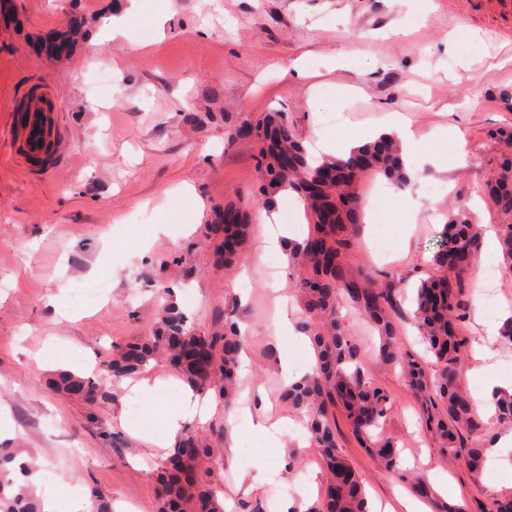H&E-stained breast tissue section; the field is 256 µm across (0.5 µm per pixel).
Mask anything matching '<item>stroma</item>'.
Wrapping results in <instances>:
<instances>
[{"instance_id":"1","label":"stroma","mask_w":512,"mask_h":512,"mask_svg":"<svg viewBox=\"0 0 512 512\" xmlns=\"http://www.w3.org/2000/svg\"><path fill=\"white\" fill-rule=\"evenodd\" d=\"M127 0H11L0 11V427L4 445L37 462L39 497L100 496L112 512H156L151 467L167 453L165 414L189 392L166 366L115 381L97 374L117 344L152 336L161 310L177 311L203 333L219 330L225 304L237 303L246 329L250 384L269 394L270 416L286 419L282 448L269 447L244 400L225 409L214 393L197 398L208 420L187 417L182 431L214 436L223 448L220 485L227 512L249 502L257 512L310 505L318 491L303 474H322L308 433L280 399V362L298 365V337H280L273 293L290 295L287 257L264 255V218L252 213L248 245L224 268L209 234L228 202L251 199L259 186L258 148L238 135L277 108L304 141L316 131L337 139L408 117L417 135L451 128L433 160L417 170L409 196L380 175L360 185L364 198L361 269L402 277L426 266L436 236L458 203L488 229L500 218L481 189L500 157L491 131L512 125L498 93L512 89V43L493 32L512 25L492 0H143L124 38L112 18ZM150 32L138 37V27ZM401 36H394V29ZM345 67L328 70L330 57ZM309 78L297 76V69ZM59 99L69 149L50 173L34 176L8 151V112L31 86ZM350 87L339 96L340 87ZM395 243L373 251L379 224ZM500 293L481 316H468L472 347L488 326L512 316V269L494 255ZM107 279L105 294L80 301V288ZM346 325L372 379L394 399L383 432L402 450L403 470L428 480L448 476L447 495L430 502L489 512L512 498V447L488 456L475 476L448 463L420 423V401L399 370L379 363L378 336L357 312ZM498 361L462 366L461 383L478 400L490 381L512 383V345ZM99 377L103 404L52 389L55 373ZM338 441L361 475L369 500L396 504L400 484L360 448L344 416ZM236 444L237 454L227 452Z\"/></svg>"}]
</instances>
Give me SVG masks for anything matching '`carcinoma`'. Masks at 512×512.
<instances>
[{
  "label": "carcinoma",
  "mask_w": 512,
  "mask_h": 512,
  "mask_svg": "<svg viewBox=\"0 0 512 512\" xmlns=\"http://www.w3.org/2000/svg\"><path fill=\"white\" fill-rule=\"evenodd\" d=\"M260 147L259 166L267 171L260 185L259 201L265 205L279 193L298 194L311 214L306 238L288 243L290 264L296 269L293 294L300 303L301 329L311 337L316 354L312 374L281 393L289 409L303 418L327 473L319 499L305 512H370L363 484L345 459L336 440V410L350 423L361 447L385 468L410 484L419 497L435 492L426 480L405 475L400 468L398 442L376 430L389 416L393 401L372 381L359 352L345 330L343 309L359 310L379 336V361L403 369L409 386L422 398L425 425L440 441L439 453L463 462L476 474L493 446L495 430L512 427V393L493 397L494 420L486 423L460 384V368L469 348L463 326L469 313V276L482 248L477 225L470 222L467 206L458 207L443 225L433 252L436 273L424 274L415 285L412 322L422 343L435 360L436 370L398 345V320L402 312L401 280L353 267L347 257L357 243L363 208L360 181L382 174L397 188L408 183L401 145L382 136L350 151L344 157L350 181L323 185L320 177L336 168V158H315L307 152L288 113L275 111L255 125ZM492 137L503 150L496 172L486 182L484 194L493 202L502 224L498 235L503 261L512 267V129ZM286 153V169L274 165ZM251 223L250 209L239 211V222L224 225V240L234 249L223 252L230 267L241 254ZM243 337L237 318L224 311V330L203 336L183 315L165 311L152 339L128 345L103 364L114 377L134 373L152 360H163L190 387L212 390L229 405L239 392V357ZM51 385L57 392L80 395L94 406L101 388L90 378L60 372ZM17 448H0V512H42L40 501L25 485L11 477L10 464ZM219 449L194 434H186L153 472L157 485L156 512H224V499L211 474L219 467Z\"/></svg>",
  "instance_id": "1"
}]
</instances>
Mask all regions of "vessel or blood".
<instances>
[{
    "instance_id": "b4317fda",
    "label": "vessel or blood",
    "mask_w": 512,
    "mask_h": 512,
    "mask_svg": "<svg viewBox=\"0 0 512 512\" xmlns=\"http://www.w3.org/2000/svg\"><path fill=\"white\" fill-rule=\"evenodd\" d=\"M11 153L29 172H51L67 151V135L53 91L31 87L9 114Z\"/></svg>"
}]
</instances>
